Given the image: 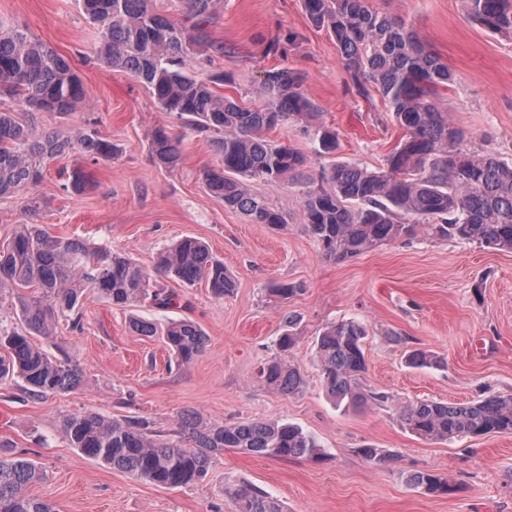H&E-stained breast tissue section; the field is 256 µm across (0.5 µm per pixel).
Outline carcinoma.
Listing matches in <instances>:
<instances>
[{
  "mask_svg": "<svg viewBox=\"0 0 512 512\" xmlns=\"http://www.w3.org/2000/svg\"><path fill=\"white\" fill-rule=\"evenodd\" d=\"M196 23L177 24L162 0H80L86 18L101 33L98 58L143 83L162 111L206 141L218 164L203 173L205 189L224 206L253 224L282 228L284 213L245 187L244 180L278 183L298 174L306 159L290 144L268 140L279 126L311 125L319 152L336 150V132L315 122L317 113L301 89V79L285 67L267 74L262 104L245 106L216 89L232 82L228 74L195 76L184 59L209 43L207 29L216 0H182ZM471 17L499 33H512V0H466ZM312 24L334 39L342 64L357 88L373 84L405 131L385 167L370 171L338 162L321 173L332 183L326 191L307 187L301 197L304 227L329 261L344 262L382 244L415 234L425 226L436 240L462 239L494 250H512V161L459 147L463 132L448 121L434 97L452 73L415 32L393 16L369 8L366 0H302ZM83 84L70 63L21 28L0 27V198L37 186L46 164L71 149L94 161L116 154L112 141L96 129L75 137L35 122L40 112L67 114L84 105ZM150 153L165 168L181 160L180 140L162 126L154 130ZM31 223L20 225L0 249V289L10 288L23 331L0 327V380L18 378L35 395L75 390L84 384L68 359L48 354L31 342L51 330L58 313L80 304L85 291L118 307L151 300L159 309L177 306L179 295L157 284L171 276L193 286L204 282L217 297L237 288L224 262L197 238L186 236L157 253L153 267L106 248L54 237L36 224L40 202L31 197ZM295 316H283L277 354L261 365L259 379L282 395L303 392L301 368L290 361L296 344ZM142 336L161 334L174 359L187 364L206 344L192 321L162 324L134 318ZM365 327L353 320L326 326L316 339L322 387L337 408L363 411L389 400L366 391ZM402 428L420 440L446 442L458 437L512 434V396L494 395L469 404L418 399L399 406ZM60 431L71 447L142 481L166 488L188 487L207 473L213 459L230 448L240 454L273 459L317 461L322 449L300 426L261 419L211 423L199 414L180 417V437L165 439L149 422L108 418L98 413L71 414ZM41 468L22 457L0 456V512H58L53 504L30 496L27 488L43 479ZM408 482L430 496L454 488L431 471H416ZM235 512H283L281 504L255 486L229 488Z\"/></svg>",
  "mask_w": 512,
  "mask_h": 512,
  "instance_id": "obj_1",
  "label": "carcinoma"
}]
</instances>
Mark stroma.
<instances>
[{
    "mask_svg": "<svg viewBox=\"0 0 512 512\" xmlns=\"http://www.w3.org/2000/svg\"><path fill=\"white\" fill-rule=\"evenodd\" d=\"M367 2L413 28L448 65L454 82L441 88L437 105L464 132L462 148L512 160V34L473 22L463 0ZM0 26L27 29L63 55L83 83L84 108L44 112L38 123L94 128L119 148L109 161L73 151L48 164L33 190L43 229L146 265L160 248L197 237L238 283L233 295L218 298L205 283L188 288L162 277L159 285L178 292L183 307L161 311L147 300L127 310L90 298L81 321L59 316L52 335L35 337L49 353L68 356L84 383L40 397L21 382H0V445L45 471L29 494L58 512H233L224 487L245 480L285 512H512V435L431 443L403 430L397 417L398 405L416 399L456 404L512 395V251L433 240L420 231L344 262L326 260L304 229L302 184L249 181L251 193L284 212L286 226L273 229L208 194L202 173L216 156L203 139L184 136L175 169L154 163L155 127L174 133L179 127L142 83L97 60L101 34L78 0H0ZM207 32L209 46L189 55L186 69L232 73L233 84L222 92L239 104H259L268 72L288 67L301 75L319 121L337 133L335 156L316 154L298 126L273 129L268 137L304 153L305 174L318 176L335 159L384 167L403 131L376 88L358 92L334 41L309 22L301 0H219ZM218 44L223 52H215ZM78 167L90 174L92 187L65 191ZM279 283L298 291L278 299L272 289ZM287 311L298 319L291 359L306 379L304 391L290 396L257 378L260 363L277 352ZM133 315L158 323L190 319L205 332L206 347L190 364L170 365L162 337L131 331ZM349 319L368 331L364 387L390 397L361 412L327 400L315 362L320 330ZM413 350L430 352L437 366L409 367ZM83 412L139 417L167 434L188 413L213 423L286 421L312 434L325 458L277 460L228 450L197 484L159 487L72 448L60 421ZM364 445L385 450L390 460L367 461L358 453ZM424 470L448 478L456 493L434 497L411 486L408 475Z\"/></svg>",
    "mask_w": 512,
    "mask_h": 512,
    "instance_id": "stroma-1",
    "label": "stroma"
}]
</instances>
